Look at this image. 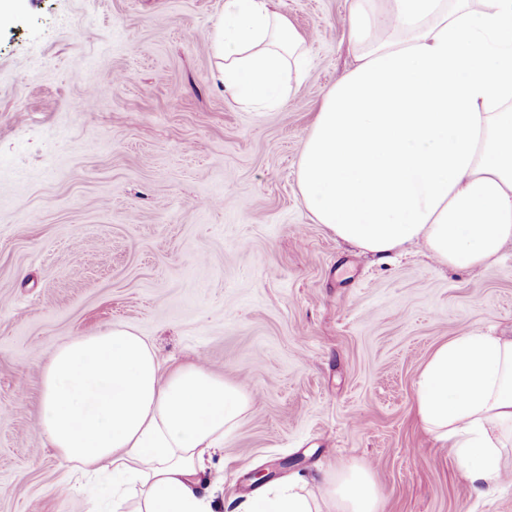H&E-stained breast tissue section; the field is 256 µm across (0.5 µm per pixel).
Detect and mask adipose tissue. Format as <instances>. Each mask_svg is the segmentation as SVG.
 I'll return each instance as SVG.
<instances>
[{"label": "adipose tissue", "mask_w": 512, "mask_h": 512, "mask_svg": "<svg viewBox=\"0 0 512 512\" xmlns=\"http://www.w3.org/2000/svg\"><path fill=\"white\" fill-rule=\"evenodd\" d=\"M352 63L324 95L297 164L316 223L388 257L424 246L459 269L512 243V0H350ZM307 40L274 0H225L214 78L248 107L276 106L306 71ZM38 432L81 470L112 478L139 512H213L205 459L253 394L198 363L163 366L118 325L59 345L42 371ZM423 427L447 443L480 496L499 488L512 439V337L469 332L429 358L416 390ZM378 512L370 472L262 487L232 512Z\"/></svg>", "instance_id": "adipose-tissue-1"}]
</instances>
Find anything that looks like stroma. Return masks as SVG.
Instances as JSON below:
<instances>
[{
  "label": "stroma",
  "instance_id": "obj_1",
  "mask_svg": "<svg viewBox=\"0 0 512 512\" xmlns=\"http://www.w3.org/2000/svg\"><path fill=\"white\" fill-rule=\"evenodd\" d=\"M275 4L310 57L275 110L213 78L224 0L0 13V512H113L108 481L49 448L36 420L54 348L119 324L162 362L198 360L253 392L213 458L219 505L273 464L314 480L364 466L380 512H512V479L476 497L416 406L441 344L512 336V244L461 270L421 247L383 260L314 223L297 162L351 62L348 0Z\"/></svg>",
  "mask_w": 512,
  "mask_h": 512
}]
</instances>
